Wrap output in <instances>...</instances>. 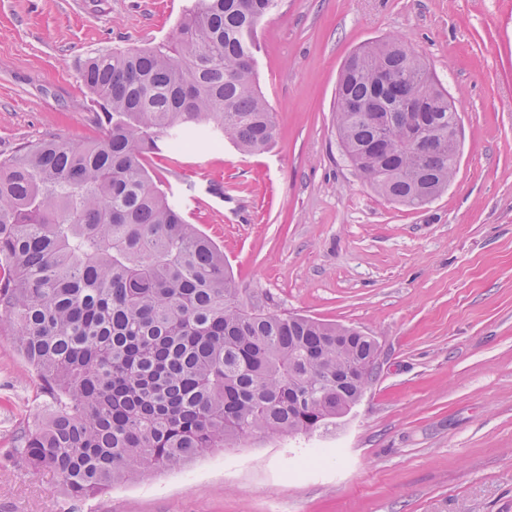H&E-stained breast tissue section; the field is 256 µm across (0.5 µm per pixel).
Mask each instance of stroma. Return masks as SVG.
<instances>
[{
    "instance_id": "1",
    "label": "stroma",
    "mask_w": 512,
    "mask_h": 512,
    "mask_svg": "<svg viewBox=\"0 0 512 512\" xmlns=\"http://www.w3.org/2000/svg\"><path fill=\"white\" fill-rule=\"evenodd\" d=\"M189 4L0 0V158L95 138L84 60L166 41ZM391 36L461 118L456 176L416 208L370 188L334 127L345 61ZM257 77L274 146L246 156L202 140L149 170L253 302L363 330L379 365L332 429L217 450L74 512H512V0H278ZM48 413L0 334V512H59L50 478L6 456Z\"/></svg>"
}]
</instances>
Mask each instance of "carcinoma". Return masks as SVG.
<instances>
[{
	"label": "carcinoma",
	"instance_id": "obj_1",
	"mask_svg": "<svg viewBox=\"0 0 512 512\" xmlns=\"http://www.w3.org/2000/svg\"><path fill=\"white\" fill-rule=\"evenodd\" d=\"M275 2L194 0L171 41L88 58L99 137L53 136L0 159V323L52 403L8 458L52 476L70 502L257 435L310 437L373 375L372 337L244 302L224 252L147 169L151 153L194 147L196 130L247 155L275 144L256 73ZM456 116L400 39L357 50L336 90L344 155L409 207L454 179ZM401 170L407 179H390Z\"/></svg>",
	"mask_w": 512,
	"mask_h": 512
}]
</instances>
